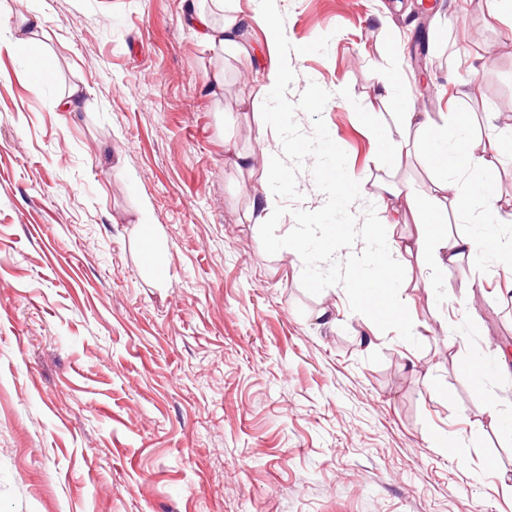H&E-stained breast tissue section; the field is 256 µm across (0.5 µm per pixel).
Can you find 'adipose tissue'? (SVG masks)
Instances as JSON below:
<instances>
[{
    "label": "adipose tissue",
    "instance_id": "ef3b65f1",
    "mask_svg": "<svg viewBox=\"0 0 512 512\" xmlns=\"http://www.w3.org/2000/svg\"><path fill=\"white\" fill-rule=\"evenodd\" d=\"M190 28L211 48L216 57L247 54L249 47L245 33L249 24L263 27L270 39H277L279 32L272 15L258 14L245 19L236 10L228 8L224 0H210L209 7H202L192 0L189 9ZM379 98L388 106L399 110L406 130L425 132L429 154L440 170L462 173L489 171L494 161L500 160L497 148L482 149L471 146L467 118L459 112L452 115L432 116L417 111L399 99L390 83H383ZM456 200L460 211L478 210L484 229L466 237H451L441 229L448 221V202ZM417 206L422 215L420 229L415 238L401 242L395 239L379 246L363 247L354 257L349 276L356 285L372 280L379 289H388L396 279L402 254L416 252L425 263L447 265L461 257L486 252L497 239L496 229L505 223L502 207L494 193L473 190L460 194L454 181L441 179L423 203H416L408 192H394L389 203L383 205L377 224H389L399 218L403 207Z\"/></svg>",
    "mask_w": 512,
    "mask_h": 512
}]
</instances>
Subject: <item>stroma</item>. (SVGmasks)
<instances>
[{
    "label": "stroma",
    "instance_id": "35a3bbf8",
    "mask_svg": "<svg viewBox=\"0 0 512 512\" xmlns=\"http://www.w3.org/2000/svg\"><path fill=\"white\" fill-rule=\"evenodd\" d=\"M189 0H0V31L52 65L0 57V512H512V297L499 249L448 267L403 263L400 298L421 348L317 295L303 263L267 254L243 215L263 172L278 53L217 61L185 22ZM295 45L298 100L323 119L379 204L390 181L425 199L423 147L381 82L421 112H465L474 143L512 132V19L494 0H275ZM426 26L421 82L410 65ZM224 71L221 101L208 82ZM76 91L78 106L55 109ZM497 115L486 125L485 113ZM156 224L155 259L140 219ZM430 287H421V280ZM330 318H319L323 307Z\"/></svg>",
    "mask_w": 512,
    "mask_h": 512
}]
</instances>
